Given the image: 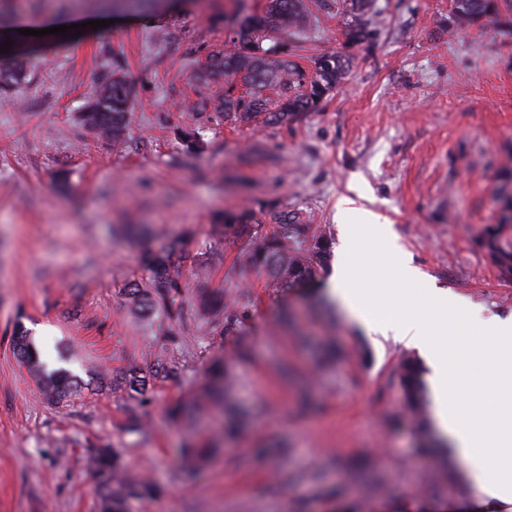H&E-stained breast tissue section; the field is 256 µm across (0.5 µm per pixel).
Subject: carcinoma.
I'll list each match as a JSON object with an SVG mask.
<instances>
[{
    "label": "carcinoma",
    "mask_w": 512,
    "mask_h": 512,
    "mask_svg": "<svg viewBox=\"0 0 512 512\" xmlns=\"http://www.w3.org/2000/svg\"><path fill=\"white\" fill-rule=\"evenodd\" d=\"M323 6L336 7L347 18L345 35L354 46L369 41L366 16L378 13L376 0H321ZM451 22L456 27L485 24L502 15H512V0H452ZM309 19L305 0H264L261 11L244 15L228 31L224 46L211 50L194 73L195 80L207 83L215 76L224 77V92L218 97L209 118L231 127L267 124L286 125L300 114L320 105L345 81L351 59L336 52L315 57L312 66L303 67L295 60L302 46L288 42L296 37ZM271 45L266 47L264 42ZM25 77L23 65L15 61L0 66V89L19 83ZM133 106L132 90L125 78L114 75L99 88L93 101L79 113L87 128L112 135L122 141L127 117ZM181 135L195 155L205 151V143L194 128H184ZM511 215L500 224L487 227L483 245L500 271L512 276V239L504 236L503 225L512 224V202L505 204ZM213 233L225 240L243 243L244 265L266 275L273 288H306L320 282L328 270L332 239L318 224L300 212L285 210L269 214L264 222L253 211L226 210ZM142 276L122 288L130 311L148 320L157 318L169 336H179L189 322L197 331H227L244 317L237 306L224 303V294L202 293L194 305L185 307L186 270L199 276L208 272V262L191 254L183 241L161 249H145L140 255ZM17 355L30 366L46 400L61 404L71 401L87 386L70 369L52 370L41 364L34 352L28 331L15 329L12 336ZM175 374V365L159 357L127 366L112 380L97 376V384H107L139 403L157 382ZM398 386L405 412L415 420L421 434H426L428 388L420 363L412 358L399 365ZM230 380L228 367L221 360L210 367L203 390L192 405H214L224 398ZM97 476L96 494L99 512H132V501L154 497L158 490L145 481L129 478L120 452L108 444L98 447L89 457Z\"/></svg>",
    "instance_id": "cac0c4a2"
}]
</instances>
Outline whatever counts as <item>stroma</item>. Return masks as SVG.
Here are the masks:
<instances>
[{
  "mask_svg": "<svg viewBox=\"0 0 512 512\" xmlns=\"http://www.w3.org/2000/svg\"><path fill=\"white\" fill-rule=\"evenodd\" d=\"M263 0H0V13L117 19L88 36L33 37L25 81L0 90V512H98L89 447L109 440L128 473L160 487L134 512H453L474 495L458 465L425 451L404 417L397 367L409 348L353 325L328 292H282L238 271L235 248L211 230L224 209L299 210L341 238L340 199L387 218L423 279L512 316L503 278L481 238L512 197V39L496 23L452 30L451 0H378L368 44L348 43L342 17L318 11L298 56L352 59L341 86L288 125L233 129L202 102L224 89L193 74L223 45L224 18ZM119 69L133 109L124 142L79 120L101 80ZM206 152L192 158L177 134L184 103ZM193 235L209 259L188 297L215 288L244 305L223 335L188 330L176 343L145 328L120 295L139 276L143 246ZM44 326L41 362L72 355L76 374H120L161 357L177 367L130 434L122 393L45 401L16 357V326ZM234 386L223 407L192 421L167 410L194 398L212 360ZM244 420L224 436L229 414ZM216 443L185 467L186 440Z\"/></svg>",
  "mask_w": 512,
  "mask_h": 512,
  "instance_id": "stroma-1",
  "label": "stroma"
}]
</instances>
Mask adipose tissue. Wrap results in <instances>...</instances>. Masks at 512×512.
<instances>
[{"mask_svg": "<svg viewBox=\"0 0 512 512\" xmlns=\"http://www.w3.org/2000/svg\"><path fill=\"white\" fill-rule=\"evenodd\" d=\"M345 218L344 261L331 280L348 316L367 332L392 336L416 348L432 368L430 378L436 424L461 465L475 497L500 508L512 504V317L483 315L480 306L425 282L398 244L391 224L366 214L364 222L386 243L383 254L365 257L350 219L351 200L338 206ZM385 266L390 281L410 302L427 298L430 318L384 317L387 299L373 278Z\"/></svg>", "mask_w": 512, "mask_h": 512, "instance_id": "adipose-tissue-1", "label": "adipose tissue"}]
</instances>
